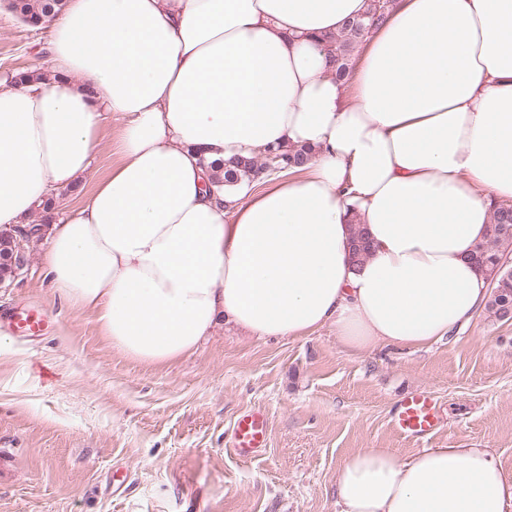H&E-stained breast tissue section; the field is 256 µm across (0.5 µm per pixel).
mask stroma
I'll return each mask as SVG.
<instances>
[{
  "instance_id": "1",
  "label": "stroma",
  "mask_w": 512,
  "mask_h": 512,
  "mask_svg": "<svg viewBox=\"0 0 512 512\" xmlns=\"http://www.w3.org/2000/svg\"><path fill=\"white\" fill-rule=\"evenodd\" d=\"M49 28L0 0V76L46 66ZM108 120L90 173L63 192L66 212L115 160ZM44 240L0 288V310L31 309L48 327L24 336L0 324V512H338L336 471L362 448L409 459L427 448H488L512 477V320L477 311L428 349L352 353L334 326L309 337L256 340L219 324L172 364L131 360L92 313L61 300L41 272ZM425 388L447 408L439 433L401 436L391 410ZM259 407L269 444L242 459L227 441L236 416Z\"/></svg>"
}]
</instances>
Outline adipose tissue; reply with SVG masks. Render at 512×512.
Wrapping results in <instances>:
<instances>
[{
  "instance_id": "ef3b65f1",
  "label": "adipose tissue",
  "mask_w": 512,
  "mask_h": 512,
  "mask_svg": "<svg viewBox=\"0 0 512 512\" xmlns=\"http://www.w3.org/2000/svg\"><path fill=\"white\" fill-rule=\"evenodd\" d=\"M368 5L67 0L44 76L0 80V231L49 225L51 287L140 363L221 319L256 339L330 324L355 353L447 337L487 298L471 254L512 204V0H393L338 82L330 42ZM110 116L108 174L64 219L40 210L89 173ZM304 145L297 178L215 183L218 162ZM336 493L339 512H512L487 448H364Z\"/></svg>"
}]
</instances>
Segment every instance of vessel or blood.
<instances>
[{
	"mask_svg": "<svg viewBox=\"0 0 512 512\" xmlns=\"http://www.w3.org/2000/svg\"><path fill=\"white\" fill-rule=\"evenodd\" d=\"M12 321L20 333L34 336L44 329L42 314L16 313ZM443 420L442 406L433 392L417 388L407 391L394 406L393 426L408 439H424L435 434ZM229 443L234 452L248 459L259 455L268 446V418L264 411L249 409L235 419Z\"/></svg>",
	"mask_w": 512,
	"mask_h": 512,
	"instance_id": "b4317fda",
	"label": "vessel or blood"
}]
</instances>
